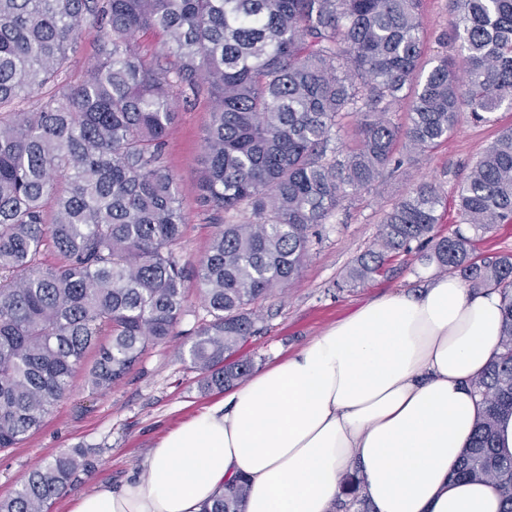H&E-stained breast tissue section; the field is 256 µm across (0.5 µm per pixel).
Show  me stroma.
<instances>
[{"label": "stroma", "instance_id": "obj_1", "mask_svg": "<svg viewBox=\"0 0 512 512\" xmlns=\"http://www.w3.org/2000/svg\"><path fill=\"white\" fill-rule=\"evenodd\" d=\"M422 22L425 61L444 56L449 65L463 69L460 44L449 37L448 0H423ZM210 110L205 95L180 108L164 154L178 178L186 217L183 235L173 247L186 271L185 311L173 336L150 345L111 390L91 392L83 374H76L71 392L41 427L18 447L0 451V498L11 496L41 460L78 445L103 446L91 471L82 474L75 487L51 507V512H70L79 495L100 484L123 482L168 430L219 398V391L201 389L196 373L180 359L181 350L191 344L207 317L195 265L206 253L214 231L213 216L200 206L197 190L202 136ZM509 128L512 107L507 105L488 123L474 122L469 114H462L447 141L416 157L402 174L343 202L313 238L310 258L295 281L258 303V333L244 349L255 368L270 367L291 356L369 299L400 288L415 291L438 276L437 265L414 251L392 258L382 273L365 283L346 281L354 260L373 243L384 214L418 183L431 182L440 190L438 233L447 236L459 228L458 186L485 148Z\"/></svg>", "mask_w": 512, "mask_h": 512}]
</instances>
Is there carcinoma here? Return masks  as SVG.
Wrapping results in <instances>:
<instances>
[{
  "mask_svg": "<svg viewBox=\"0 0 512 512\" xmlns=\"http://www.w3.org/2000/svg\"><path fill=\"white\" fill-rule=\"evenodd\" d=\"M452 7L460 75L446 56L421 66V0H0V449L41 426L90 350L86 382L106 391L180 320L185 274L172 246L186 220L162 162L177 102L203 91L212 102L197 186L220 223L196 269L210 320L183 362L201 387L222 390L253 369L239 355L256 332L251 306L297 277L315 227L447 140L462 113L487 123L512 105V0ZM90 20L95 62L73 83ZM141 31L161 36L169 62L147 61ZM406 99L400 126L389 114ZM349 116L357 143L343 153L336 128ZM399 141L407 154H395ZM457 198L477 232L512 223V130L483 152ZM440 204L431 183L407 193L347 279L368 281L415 243L470 290L499 291L497 351L471 381L478 418L450 479L492 483L512 512V458L497 447L498 423L512 415V254L479 263L474 238L437 236ZM98 453L77 447L46 460L0 512H49ZM342 482L359 512H374L355 478ZM247 492L235 477L202 512H241Z\"/></svg>",
  "mask_w": 512,
  "mask_h": 512,
  "instance_id": "obj_1",
  "label": "carcinoma"
}]
</instances>
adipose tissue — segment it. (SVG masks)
I'll return each instance as SVG.
<instances>
[{"label":"adipose tissue","instance_id":"ef3b65f1","mask_svg":"<svg viewBox=\"0 0 512 512\" xmlns=\"http://www.w3.org/2000/svg\"><path fill=\"white\" fill-rule=\"evenodd\" d=\"M501 295L454 276L373 298L283 362L170 430L120 487L71 512H201L242 477V512H331L358 471L376 512H501L492 484L451 480L479 406Z\"/></svg>","mask_w":512,"mask_h":512}]
</instances>
